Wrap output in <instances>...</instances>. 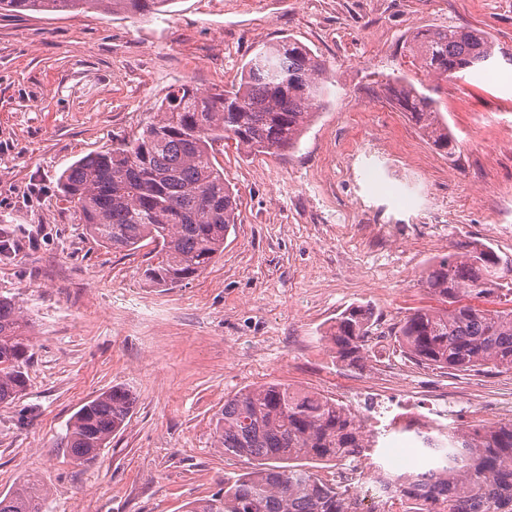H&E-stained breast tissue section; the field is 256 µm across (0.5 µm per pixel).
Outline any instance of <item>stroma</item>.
<instances>
[{
  "label": "stroma",
  "instance_id": "1",
  "mask_svg": "<svg viewBox=\"0 0 512 512\" xmlns=\"http://www.w3.org/2000/svg\"><path fill=\"white\" fill-rule=\"evenodd\" d=\"M476 27L512 54V0H171L164 13L0 16V293L36 323L28 387L0 404V493L27 480L45 512H182L251 461L214 446L227 397L276 381L336 399L380 427L393 405L448 400L466 427L512 409V372L419 365L390 331L434 305V259L490 244L512 259V65L446 81L404 47L415 31ZM285 38L324 61L330 95L295 149L215 147L238 197L223 254L198 278L150 283L154 245L100 247L59 198L81 157L155 121L168 91L215 93ZM431 95L457 141L447 158L393 101L395 76ZM380 172L387 188L364 173ZM379 324L360 363L324 331L351 304ZM129 419L97 456L59 442L85 402L114 387Z\"/></svg>",
  "mask_w": 512,
  "mask_h": 512
}]
</instances>
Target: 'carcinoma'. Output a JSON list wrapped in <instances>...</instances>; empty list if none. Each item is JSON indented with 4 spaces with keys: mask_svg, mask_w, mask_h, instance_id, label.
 Wrapping results in <instances>:
<instances>
[{
    "mask_svg": "<svg viewBox=\"0 0 512 512\" xmlns=\"http://www.w3.org/2000/svg\"><path fill=\"white\" fill-rule=\"evenodd\" d=\"M170 0H0V14L79 13L96 9L159 12ZM408 50L419 69L442 80L463 79L512 65L483 30L450 26L413 36ZM392 87L402 108L448 157L456 139L441 122L435 100L402 76ZM329 92L325 63L292 39L263 46L240 81L222 93L200 95L181 84L160 106L157 120L123 146L88 154L60 177L61 197L87 233L115 251L149 241L161 259L147 277L159 286L189 282L224 253L237 224V198L224 182L213 146L233 140L247 153L296 147ZM512 261L485 244L433 260L425 284L448 303L419 308L396 332L404 351L420 362L457 371H512ZM471 297L485 302H462ZM372 312L354 306L339 313L325 336L339 357L357 362L370 335ZM32 323L13 297L0 295V404L27 387ZM134 397L113 387L82 405L67 424L61 447L76 459L96 456L125 425ZM216 447L254 461L251 471L224 489L185 505L186 512H357L341 487L318 478L303 459L347 462L368 455L395 431L370 429L336 400L269 382L224 400L214 414ZM428 469L395 477L384 512H512V423L448 424L420 436ZM46 494L26 482L0 495V512H44Z\"/></svg>",
    "mask_w": 512,
    "mask_h": 512,
    "instance_id": "1",
    "label": "carcinoma"
}]
</instances>
